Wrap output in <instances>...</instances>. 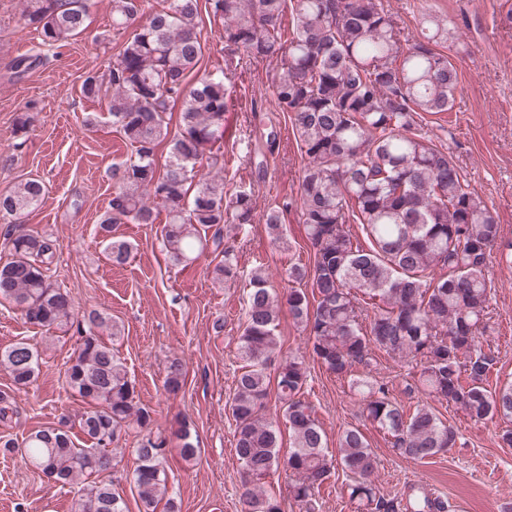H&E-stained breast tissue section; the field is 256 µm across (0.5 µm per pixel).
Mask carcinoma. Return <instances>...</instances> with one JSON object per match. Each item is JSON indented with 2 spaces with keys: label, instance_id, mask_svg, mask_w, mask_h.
<instances>
[{
  "label": "carcinoma",
  "instance_id": "1",
  "mask_svg": "<svg viewBox=\"0 0 512 512\" xmlns=\"http://www.w3.org/2000/svg\"><path fill=\"white\" fill-rule=\"evenodd\" d=\"M112 29L126 33L106 71L86 74L87 99H105L112 125L133 155L112 165V199L99 232L112 264L123 266L132 246L115 236L128 222L154 224L165 216L162 248L185 266L209 249L217 284L240 277L235 246L225 240L224 214L237 227L253 223L255 192L241 187L224 195V133L230 91L224 74L189 77L203 56L201 13L218 27L225 47L276 61L271 89L277 109L289 117L304 161L294 200L267 209L262 219L274 245L288 248L283 211L296 207L313 252L312 263L285 269L295 287L281 294L258 265L248 273L245 322L238 336L243 365L234 376L226 407L235 421V457L244 475L241 512H282L264 480L283 466L299 512H320V490L334 464L353 480L350 501L363 512H393L372 476L377 458L363 428L338 438L336 462L312 404L303 398L304 360L288 358L275 374L277 402L288 423L289 449L279 456L280 431L268 416V368L281 352L282 307L303 327L311 353L326 372L348 380L359 396L364 424L387 437L395 454L426 463L454 447L458 433L428 400L446 402L475 422L512 421V385H485L494 365L479 335L491 320L488 277L500 226L484 197L463 178L448 152L415 128L414 115L452 109L459 74L438 49L450 32L426 16L420 35L401 38L382 0H165L145 12L144 0H110ZM90 0H22L20 21L35 28L42 44L60 47L88 27ZM291 15L292 28L284 18ZM180 107L176 131L172 112ZM169 146L163 170L157 152ZM206 163L208 172L197 169ZM45 185L29 179L0 195V219L10 217L0 259V300L23 319L51 330L74 316L69 293L50 280L52 240L25 224ZM358 224L367 246L353 242ZM369 298L373 315L360 298ZM120 329L97 309L82 311L79 339L65 371L71 396L84 402L78 420L90 447L75 444L63 414L57 423L28 434L22 456L56 485L77 486L79 500L96 512H128L110 479L112 445L123 429L146 432L135 449L132 481L140 512H177L168 495L167 439L151 436L153 412L140 403L135 380L106 338ZM415 364L396 401L393 382L373 376L378 355ZM39 368L31 344L0 351V369L24 390ZM181 361L167 367L163 388L185 383ZM182 460L199 454L188 426L176 433ZM409 512H447L445 500L418 491Z\"/></svg>",
  "mask_w": 512,
  "mask_h": 512
}]
</instances>
